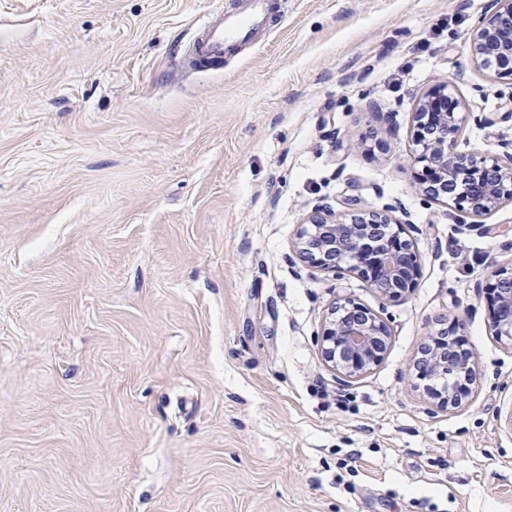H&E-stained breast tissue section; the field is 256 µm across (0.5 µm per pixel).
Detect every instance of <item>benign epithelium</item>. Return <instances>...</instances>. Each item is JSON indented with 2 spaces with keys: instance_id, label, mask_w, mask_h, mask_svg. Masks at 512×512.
Returning a JSON list of instances; mask_svg holds the SVG:
<instances>
[{
  "instance_id": "1",
  "label": "benign epithelium",
  "mask_w": 512,
  "mask_h": 512,
  "mask_svg": "<svg viewBox=\"0 0 512 512\" xmlns=\"http://www.w3.org/2000/svg\"><path fill=\"white\" fill-rule=\"evenodd\" d=\"M494 10L475 27L470 52L477 67L512 76V66L492 67L498 61H512V0H493ZM432 101L419 105L413 163L422 166L423 193L443 202L467 205L475 216L487 215L512 203V155L505 158L477 156L456 150L457 134L465 116L461 112H435ZM394 208L364 210L349 217L327 206L316 205L305 216L297 234L295 253L313 268L334 271L344 262L363 274L374 270L371 288L389 297H401L417 285L420 261L409 240L402 237L403 222ZM489 288V307L494 335L512 342V271L494 268ZM388 329L376 313L353 301L336 303L327 309L321 351L326 362L343 375L358 377L378 364L386 351ZM456 342H463L455 328L442 329L428 338L422 358L430 373L424 379L444 375L451 363L461 370L455 382L463 388L447 389L442 404L457 408L468 398L466 385L476 372L475 354L457 359Z\"/></svg>"
}]
</instances>
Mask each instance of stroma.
Instances as JSON below:
<instances>
[{"label": "stroma", "mask_w": 512, "mask_h": 512, "mask_svg": "<svg viewBox=\"0 0 512 512\" xmlns=\"http://www.w3.org/2000/svg\"><path fill=\"white\" fill-rule=\"evenodd\" d=\"M242 0H0V512H512V343L485 287L512 204L476 217L414 179L439 82L456 147L512 153V78L471 59L492 0H271L260 40L183 67ZM317 204L397 206L421 261L390 300L301 262ZM387 323L349 379L319 334ZM459 321L467 403L412 362ZM321 336L326 362L354 378L382 360L389 334L379 315L348 300L327 309Z\"/></svg>", "instance_id": "35a3bbf8"}]
</instances>
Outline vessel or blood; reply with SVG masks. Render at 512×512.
I'll list each match as a JSON object with an SVG mask.
<instances>
[{"label": "vessel or blood", "mask_w": 512, "mask_h": 512, "mask_svg": "<svg viewBox=\"0 0 512 512\" xmlns=\"http://www.w3.org/2000/svg\"><path fill=\"white\" fill-rule=\"evenodd\" d=\"M270 11L269 0H244L241 11L217 15L195 38L193 64L202 66L255 44Z\"/></svg>", "instance_id": "1"}]
</instances>
